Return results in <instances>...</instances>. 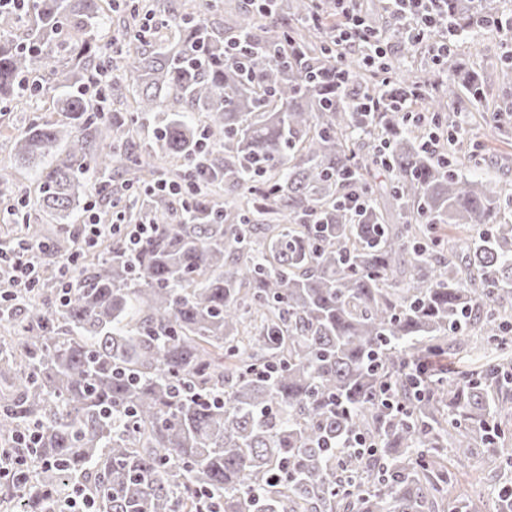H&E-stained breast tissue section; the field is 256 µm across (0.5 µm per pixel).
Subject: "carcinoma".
<instances>
[{
    "instance_id": "cac0c4a2",
    "label": "carcinoma",
    "mask_w": 512,
    "mask_h": 512,
    "mask_svg": "<svg viewBox=\"0 0 512 512\" xmlns=\"http://www.w3.org/2000/svg\"><path fill=\"white\" fill-rule=\"evenodd\" d=\"M184 2L0 10V106L49 101L11 137L15 156L54 157L14 218L33 243L40 216L61 224L28 253L42 288L21 305L0 288V443L30 467L0 496L14 512L75 486L96 512H442L448 457L512 441V192L457 173L456 125L433 152L405 111L443 124L447 101L489 102L484 78L451 48L436 68L395 70L422 96L360 112L378 87L330 43L331 5L240 0L213 27L218 0ZM447 2L462 32L496 13ZM110 12L131 17L114 49L100 39ZM235 38L245 68L225 54ZM108 52L95 105L84 87ZM115 168L143 192L126 221L155 225L134 255L117 237L81 250L71 227L91 194L115 195ZM161 175L184 203L148 192ZM69 259L60 303L52 268ZM471 336L493 360L415 382L412 362ZM32 432L35 446L18 442ZM353 437L368 447L344 448Z\"/></svg>"
}]
</instances>
